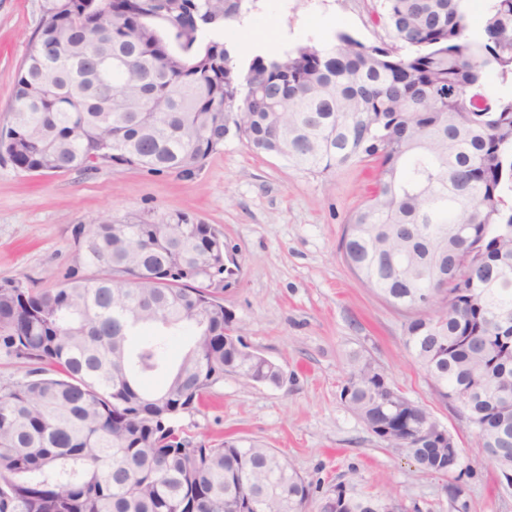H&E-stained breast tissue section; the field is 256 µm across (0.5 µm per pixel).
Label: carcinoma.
<instances>
[{
    "label": "carcinoma",
    "mask_w": 512,
    "mask_h": 512,
    "mask_svg": "<svg viewBox=\"0 0 512 512\" xmlns=\"http://www.w3.org/2000/svg\"><path fill=\"white\" fill-rule=\"evenodd\" d=\"M243 0H41L0 159L30 174L101 165L193 177L230 130L311 174L374 163L346 221L355 276L407 313L435 398L512 486V0L484 38L468 0H379L394 39L298 42L243 68L224 43ZM224 232L185 211L101 218L54 288L0 284V512H304L310 484L255 440L174 425L233 373L279 386L224 309ZM94 274L89 275L87 271ZM174 336H189L180 359ZM356 355L341 401L382 443L448 474L430 410ZM159 377L156 388L143 381ZM466 509L460 476L447 484ZM320 512H384L339 482Z\"/></svg>",
    "instance_id": "obj_1"
}]
</instances>
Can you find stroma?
Listing matches in <instances>:
<instances>
[{"label": "stroma", "mask_w": 512, "mask_h": 512, "mask_svg": "<svg viewBox=\"0 0 512 512\" xmlns=\"http://www.w3.org/2000/svg\"><path fill=\"white\" fill-rule=\"evenodd\" d=\"M376 0H243L237 42L246 59L275 33L289 44L322 41L324 27L369 46L391 44L375 20ZM41 0H0V127L10 118L15 75L40 19ZM373 172L354 165L313 176L258 154L228 135L199 174L153 176L107 165L28 174L0 160V281L52 288L69 266L74 230L102 215L188 212L224 231L240 271L224 305L244 341L282 366L283 386L247 384L233 374L176 421L194 439H255L285 457L310 484L307 512L338 482L403 505L405 512H452L447 476L420 472L399 448L382 444L341 401L352 355L383 368L410 399L445 426L469 467L468 512H512V488L474 445V432L433 397L403 344L406 315L357 279L343 259L349 214L363 204Z\"/></svg>", "instance_id": "stroma-1"}]
</instances>
